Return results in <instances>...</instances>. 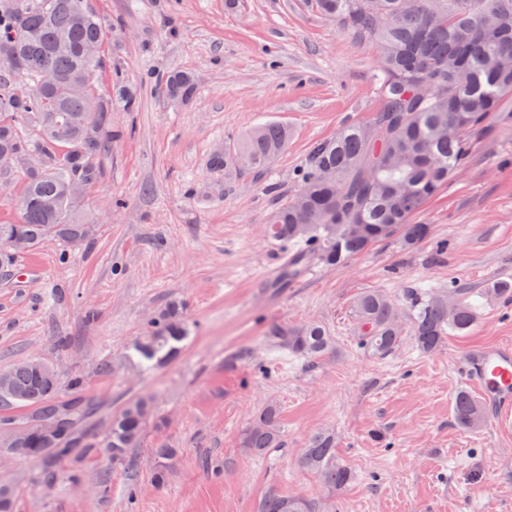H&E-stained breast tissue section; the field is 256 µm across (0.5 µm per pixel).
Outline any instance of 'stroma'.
I'll return each mask as SVG.
<instances>
[{
  "label": "stroma",
  "instance_id": "obj_1",
  "mask_svg": "<svg viewBox=\"0 0 512 512\" xmlns=\"http://www.w3.org/2000/svg\"><path fill=\"white\" fill-rule=\"evenodd\" d=\"M89 4L106 30L103 86L133 91L136 106L116 101L108 114L112 141L83 199L93 241L75 249L49 239L0 268V368L32 357L54 365L62 398L78 392L96 405L86 422L96 450L53 469L0 459L16 512H255L270 492L315 502L316 512H512V431L453 417L467 388L463 358L512 345V303L480 305L473 330L437 353L407 338L384 358L361 348L354 315L356 299L378 290L405 323L421 295L454 281L476 299L512 271V99L418 214L426 243L394 237L337 266L312 262L288 287L259 288L289 252L269 238V216L295 192L311 145L372 115L374 48L309 0ZM173 71L195 76L191 101L163 95ZM272 121L290 137L268 168H211L225 144ZM173 301L188 339L171 362L142 370L126 353ZM310 321L334 338L315 362L266 337ZM143 395L163 424L115 464L101 443L113 415ZM270 403L284 446L250 456L242 433ZM321 429L335 432L353 474L335 492L298 461ZM162 443L178 455L160 487L152 451Z\"/></svg>",
  "mask_w": 512,
  "mask_h": 512
}]
</instances>
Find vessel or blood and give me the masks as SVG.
<instances>
[{
	"instance_id": "b4317fda",
	"label": "vessel or blood",
	"mask_w": 512,
	"mask_h": 512,
	"mask_svg": "<svg viewBox=\"0 0 512 512\" xmlns=\"http://www.w3.org/2000/svg\"><path fill=\"white\" fill-rule=\"evenodd\" d=\"M463 373L481 398L494 408L501 428L512 427V347L488 345L470 352Z\"/></svg>"
}]
</instances>
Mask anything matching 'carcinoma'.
I'll list each match as a JSON object with an SVG mask.
<instances>
[{"mask_svg": "<svg viewBox=\"0 0 512 512\" xmlns=\"http://www.w3.org/2000/svg\"><path fill=\"white\" fill-rule=\"evenodd\" d=\"M315 5L353 38L376 49L378 108L368 122L314 143L297 170L296 193L272 214L271 239L297 246L280 271L281 286L298 279L302 263L313 258L339 265L397 233L409 247L421 244L428 225L412 218L465 165L472 136L512 96V0H315ZM104 39L102 22L87 0H0V68L9 70L10 62L17 61L23 70L14 75L34 82L28 95L16 96L0 81V173L29 155L41 159L40 167L26 170L20 219L0 224L1 267L14 265L22 254L11 247L16 239L27 242L32 252L48 238L80 248L95 235L70 185L97 179L95 157L112 141V94L98 88L107 59L103 52L87 53L89 45ZM45 69L56 82L43 87L40 73ZM195 91L190 73L172 72L165 79L164 93L171 99L187 102ZM24 122L33 124L34 139L24 137ZM288 136L285 124L257 126L214 155L211 164L262 170L283 151ZM355 316L367 351L389 355L402 343L397 309L382 293L359 297ZM477 319L468 293L451 282L448 296L416 303L409 330L423 352L435 353L450 334L469 332ZM186 335L182 306L167 304L134 346L140 365L151 369L167 363ZM268 335L309 360L333 344L329 330L318 322L299 329L275 325ZM4 374L0 400L29 411L25 420L34 421L56 404L59 375L43 373L30 360L7 365ZM454 413L469 428L484 418L480 403L465 393L455 397ZM155 421L149 396L129 401L113 415L104 442L112 461L124 462ZM241 447L255 456L283 447L275 406L261 410L243 432ZM87 451L79 430L49 443L32 429L12 449L18 458L49 468ZM176 453L174 448L155 449L156 485L166 483ZM299 462L332 492L352 479L349 468L337 461L336 439L327 430L308 439ZM256 512H312V507L306 500L271 492Z\"/></svg>", "mask_w": 512, "mask_h": 512, "instance_id": "obj_1", "label": "carcinoma"}]
</instances>
